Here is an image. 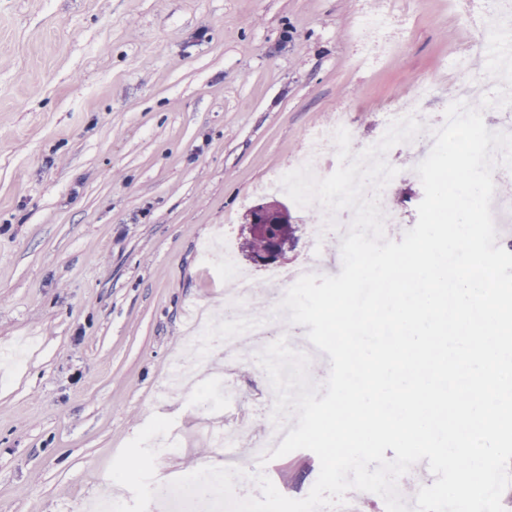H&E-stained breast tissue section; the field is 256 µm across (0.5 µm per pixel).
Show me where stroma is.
<instances>
[{
	"label": "stroma",
	"mask_w": 512,
	"mask_h": 512,
	"mask_svg": "<svg viewBox=\"0 0 512 512\" xmlns=\"http://www.w3.org/2000/svg\"><path fill=\"white\" fill-rule=\"evenodd\" d=\"M498 0H0V512H164L169 478L220 466L209 422L264 436L266 374L250 341L208 358L215 375L173 394L194 310L237 285L202 250L239 240L242 217L287 201L263 184L337 111L361 142L390 112L424 117L458 97L456 63L484 66ZM390 18V49L362 19ZM393 156L388 239L414 227L424 191L411 148ZM281 269L325 263L332 234L291 208ZM229 385L211 417L198 400ZM305 498L320 463L297 450L259 466Z\"/></svg>",
	"instance_id": "35a3bbf8"
}]
</instances>
